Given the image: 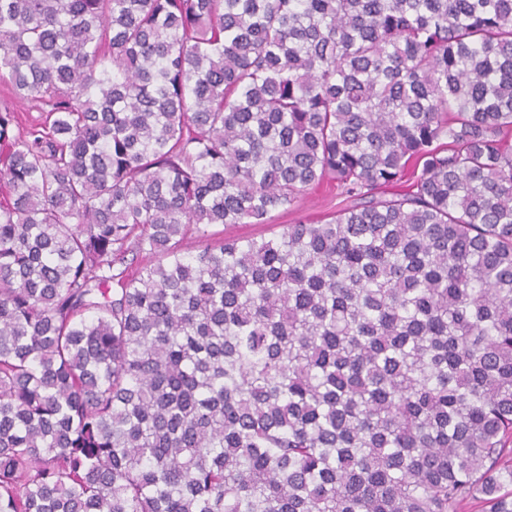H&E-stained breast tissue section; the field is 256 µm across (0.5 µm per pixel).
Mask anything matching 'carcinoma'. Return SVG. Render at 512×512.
<instances>
[{
	"instance_id": "1",
	"label": "carcinoma",
	"mask_w": 512,
	"mask_h": 512,
	"mask_svg": "<svg viewBox=\"0 0 512 512\" xmlns=\"http://www.w3.org/2000/svg\"><path fill=\"white\" fill-rule=\"evenodd\" d=\"M0 74V512H512V0H0ZM345 194L337 182L326 179L316 189L312 190L299 206L290 209L280 208L272 213L270 224H219L209 228L210 233H218L214 240L249 239L257 237H272L282 231L283 224H310L324 222L332 211L346 201Z\"/></svg>"
}]
</instances>
